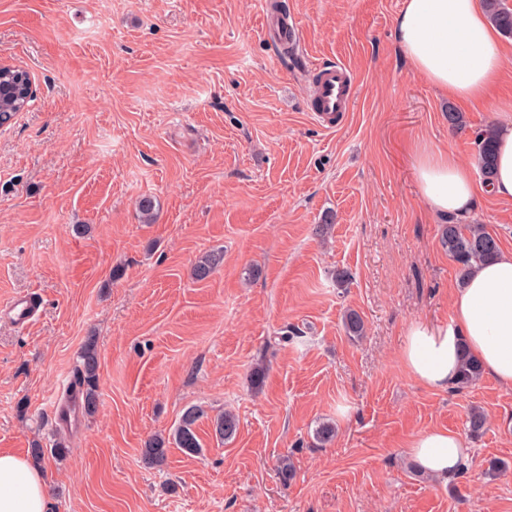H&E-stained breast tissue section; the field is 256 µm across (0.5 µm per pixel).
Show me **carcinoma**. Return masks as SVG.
<instances>
[{
	"label": "carcinoma",
	"mask_w": 512,
	"mask_h": 512,
	"mask_svg": "<svg viewBox=\"0 0 512 512\" xmlns=\"http://www.w3.org/2000/svg\"><path fill=\"white\" fill-rule=\"evenodd\" d=\"M484 5L490 22L504 35L512 37V8L508 6L507 0H484ZM2 83L10 86L12 92L8 96L0 95V126L10 123L18 112L29 107L33 98L30 75L20 67H0V84ZM497 137L498 131L491 128L477 135L474 163L485 183L490 182L495 174ZM441 239L463 280L478 265L494 260L500 253L497 238L481 224H461L450 219L442 225ZM220 259L221 254L216 252L199 260L193 266V278H208L215 271ZM344 325L347 334L353 338H358L364 333V321L354 310L346 313ZM98 367L96 344L94 339L90 338L81 351L80 365L76 373L78 396L81 397V407L87 415L94 414L98 407ZM482 373L480 362L466 348H461L460 364L455 379L456 387L464 389L476 384ZM200 418L199 408H188L183 413L172 438L156 434L145 442V458L152 463L163 462L171 443L188 454L200 453L202 444L195 429ZM467 423L469 435L479 437L486 430L487 416L483 411L473 409ZM213 430L217 439L228 442L237 434L238 418L228 411L214 419Z\"/></svg>",
	"instance_id": "cac0c4a2"
}]
</instances>
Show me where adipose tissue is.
Listing matches in <instances>:
<instances>
[{
    "mask_svg": "<svg viewBox=\"0 0 512 512\" xmlns=\"http://www.w3.org/2000/svg\"><path fill=\"white\" fill-rule=\"evenodd\" d=\"M396 39L412 70L436 90L463 101L488 99L500 82L503 47L480 0H403ZM493 181L478 186L471 166L451 153L417 146L414 169L431 214L467 222L480 194L512 199V127L497 140ZM467 347L489 376L512 388V251L478 266L454 289L447 323L410 325L401 359L420 385L435 390L453 383L459 349ZM407 451L431 476L445 480L470 452L454 432L434 428L417 434ZM42 470L11 452H0V512H46Z\"/></svg>",
    "mask_w": 512,
    "mask_h": 512,
    "instance_id": "adipose-tissue-1",
    "label": "adipose tissue"
}]
</instances>
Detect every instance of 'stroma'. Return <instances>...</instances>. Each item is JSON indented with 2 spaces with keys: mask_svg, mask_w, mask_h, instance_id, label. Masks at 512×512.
Returning <instances> with one entry per match:
<instances>
[{
  "mask_svg": "<svg viewBox=\"0 0 512 512\" xmlns=\"http://www.w3.org/2000/svg\"><path fill=\"white\" fill-rule=\"evenodd\" d=\"M271 2L0 0V63L35 95L0 128V306L39 303L25 327L0 319V451L44 449L46 512H512V388L428 389L400 358L411 324L449 319L458 282L409 147L472 163L512 108L466 106L451 126L454 100L397 43L402 0H285L291 60ZM330 62L356 79L332 129L310 110ZM470 221L512 250V201L482 196ZM211 252L220 266L193 279ZM350 309L362 339L344 332ZM90 338L98 410L62 431L52 406ZM191 406L202 453L148 463L145 440ZM430 428L466 437L467 473L416 469L407 445ZM497 459L509 470L489 476Z\"/></svg>",
  "mask_w": 512,
  "mask_h": 512,
  "instance_id": "stroma-1",
  "label": "stroma"
}]
</instances>
